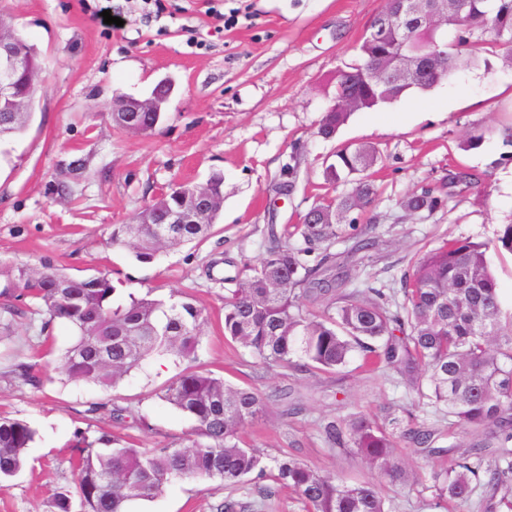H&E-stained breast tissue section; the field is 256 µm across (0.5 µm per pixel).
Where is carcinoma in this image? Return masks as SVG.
I'll return each instance as SVG.
<instances>
[{
  "label": "carcinoma",
  "mask_w": 512,
  "mask_h": 512,
  "mask_svg": "<svg viewBox=\"0 0 512 512\" xmlns=\"http://www.w3.org/2000/svg\"><path fill=\"white\" fill-rule=\"evenodd\" d=\"M401 3L387 0L371 24L382 27L377 42L360 40L357 58L328 79L333 104L323 113L317 134L333 137L351 113L336 109L341 96H354L355 111L391 103L410 91H428L447 80L460 54L479 64L493 48L512 43V0H453L452 38L436 28L410 29L400 17ZM490 30L494 40L483 38ZM434 56L416 64L410 75L398 74L400 57ZM31 112L3 113L10 133L23 132ZM497 139L512 148V123L479 127L466 133L462 146L478 149ZM375 151L344 147L326 166L332 185L350 191L312 205L295 231L269 234L260 262L245 263L234 287L224 294V338L249 351L265 366L294 367L334 373L354 359L361 366L383 365L415 391L438 414L448 416L465 440L446 449L448 463L431 472L425 491L430 506L453 502L472 512H512V305L504 304L488 252L512 255V224L502 225L491 243L467 238L445 242L423 253L404 275L399 302L383 290L356 286L352 274L336 271L330 248L352 224L351 214L366 208L376 195L370 169ZM481 188L472 173L448 174V186ZM177 184L155 200L157 218L179 206ZM216 206L205 224H185L176 236L162 235L165 224L112 226L111 243L127 249L137 261L150 263L169 248L199 243L214 227L224 203V177L207 180ZM442 198L430 190L406 197L410 212H432ZM300 233L303 244L290 242ZM321 251L316 264L308 257ZM12 283L38 301L41 331L59 321L70 324L76 340L61 355L59 370L71 382L114 389L149 358L170 357L186 367L169 380L158 398L194 421L180 442L139 448L119 433H74L77 454L70 466L77 481L79 510L59 493L49 512H126L137 500H152L172 480L192 477L236 486L270 480L295 491L310 512H386L380 485L372 480L349 484L312 469L289 455L267 456L247 446L244 427L266 409L257 391L231 385L224 378L193 366L207 318L190 295L164 301L131 296L114 304L110 274L76 277L49 263L19 266ZM320 306L304 310V300ZM12 378L36 385L33 365L13 364ZM331 447L351 451L377 476L393 486L407 487L414 476L399 460L398 448L408 443L430 448L436 430L406 410L388 408L382 421L361 413L324 427ZM37 430L27 421L0 416V484L24 468Z\"/></svg>",
  "instance_id": "carcinoma-1"
}]
</instances>
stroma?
Returning a JSON list of instances; mask_svg holds the SVG:
<instances>
[{
  "instance_id": "1",
  "label": "stroma",
  "mask_w": 512,
  "mask_h": 512,
  "mask_svg": "<svg viewBox=\"0 0 512 512\" xmlns=\"http://www.w3.org/2000/svg\"><path fill=\"white\" fill-rule=\"evenodd\" d=\"M163 14L142 0H0L18 31L38 51L42 80L28 129L0 141V286L14 267L48 262L75 276L114 272L115 298L153 292L166 299L187 293L208 323L197 362L225 380L267 397L263 417L244 433L248 444L291 454L313 469L355 483L371 472L355 455L331 449L325 423L355 412L380 418L388 407L447 430L389 369L350 365L338 373L265 369L224 338V277L266 251L270 225H295L314 203L345 192L326 185L323 169L344 145L380 155L372 168L374 202L359 212L334 251L359 280L395 288L422 251L448 240L491 241L512 223V153L498 142L461 149L474 126L512 120V48L504 46L480 67L456 73L427 92L354 113L331 139L316 128L330 103L324 92L385 0H165ZM121 18L105 24L103 11ZM164 79L174 84L164 119L148 136L116 127L118 96L142 99ZM299 161L291 194L276 193L292 161ZM480 175L482 189L452 187L457 169ZM224 176V205L209 237L172 249L150 263L109 246L112 225L129 223L176 183ZM430 189L437 211L406 212L403 199ZM385 241L377 252H356L365 233ZM0 325V415L27 420L39 431L29 463L0 488V512H46L57 492H76L69 468L76 430L112 431V410L131 409L147 426L128 428L135 444L153 448L184 438L192 422L155 393L182 366L147 361L115 389L67 381L57 370L74 330L59 322L40 339L33 301ZM34 361L39 385L15 386V360ZM100 404L88 417L92 404ZM308 512L287 489L264 497L257 483L238 489L195 478L173 480L134 512Z\"/></svg>"
}]
</instances>
